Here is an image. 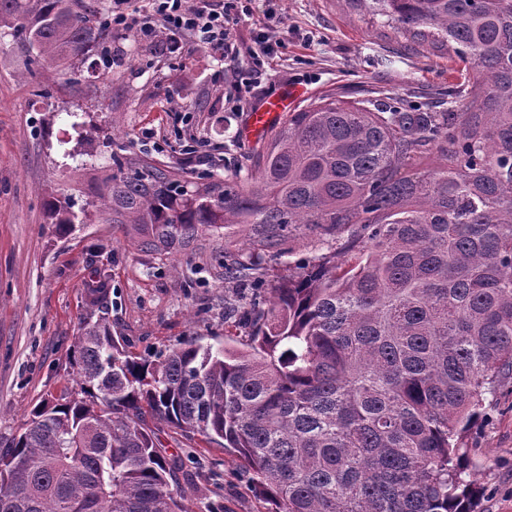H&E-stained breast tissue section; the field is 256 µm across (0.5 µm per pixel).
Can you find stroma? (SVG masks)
Here are the masks:
<instances>
[{"label": "stroma", "mask_w": 512, "mask_h": 512, "mask_svg": "<svg viewBox=\"0 0 512 512\" xmlns=\"http://www.w3.org/2000/svg\"><path fill=\"white\" fill-rule=\"evenodd\" d=\"M135 8L136 25L106 33L111 66L89 61L64 75L43 69L11 29L0 28V447L34 405L70 385V349L86 291L97 282L108 290L113 334L151 359L192 338L214 346L244 338V329L224 320L225 299L241 294L225 266L259 262L270 289L296 265L344 259L339 245L304 228L291 236L290 254L266 260L247 224L212 229L177 252L140 251L133 227L106 223L95 206L112 162L81 156L91 127L113 130L132 162L191 181L224 180L245 174L262 152L263 137L245 138L243 130L279 86L301 90L299 110L333 93L424 112L447 110L448 89L463 82L464 65L447 47L415 42L339 0H254L234 26V54L192 43L168 52L139 25L148 0ZM263 38L274 53L259 77L251 52ZM176 126L196 138L197 153L170 139ZM52 194L74 203L68 235L45 217ZM494 401L465 437L467 478L480 490L476 512H512V380ZM157 437L181 460L173 483L188 512H266L233 455L167 426Z\"/></svg>", "instance_id": "1"}]
</instances>
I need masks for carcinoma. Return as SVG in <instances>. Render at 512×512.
Returning a JSON list of instances; mask_svg holds the SVG:
<instances>
[{"mask_svg":"<svg viewBox=\"0 0 512 512\" xmlns=\"http://www.w3.org/2000/svg\"><path fill=\"white\" fill-rule=\"evenodd\" d=\"M469 63L446 112L324 96L265 134L250 177L183 182L124 164L96 207L142 252L252 224L271 260L312 225L343 241L242 312L241 349L187 340L149 361L90 288L75 387L44 399L0 451V512H187L179 464L146 415L233 454L270 512H475L463 434L512 379V0H340ZM0 27L42 65L105 55L89 0H0ZM437 154V165L409 173ZM59 233L69 201L44 204ZM255 261L224 277L260 282Z\"/></svg>","mask_w":512,"mask_h":512,"instance_id":"cac0c4a2","label":"carcinoma"}]
</instances>
